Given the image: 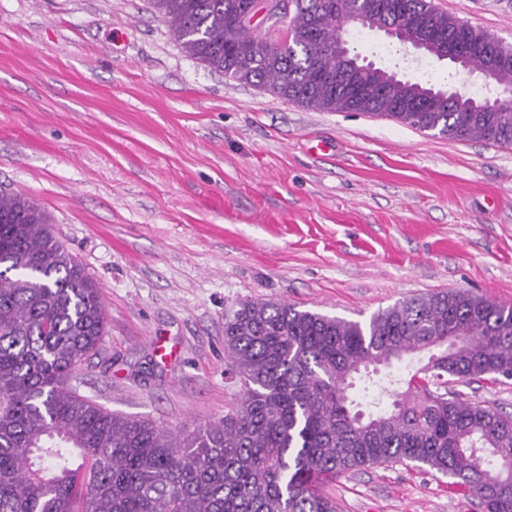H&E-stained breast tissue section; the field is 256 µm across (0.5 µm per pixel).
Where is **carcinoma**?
Wrapping results in <instances>:
<instances>
[{
	"mask_svg": "<svg viewBox=\"0 0 512 512\" xmlns=\"http://www.w3.org/2000/svg\"><path fill=\"white\" fill-rule=\"evenodd\" d=\"M387 5L445 44L483 31L428 0ZM261 0H150L181 47L224 76L326 112L385 116L455 140L512 145V104L471 112L436 91L432 112L387 105L419 86L381 77L362 101L336 89L337 32L357 0H294L285 43L248 30ZM101 291L56 239L46 213L0 195V512H337L317 484L411 462L468 489L482 512H512V414L453 385L512 380V305L466 291L406 299L365 320L247 300L224 312L239 385L217 423L178 433L112 412L69 387L100 350ZM427 361L406 378L383 369ZM379 386L389 408L366 416L348 390Z\"/></svg>",
	"mask_w": 512,
	"mask_h": 512,
	"instance_id": "carcinoma-1",
	"label": "carcinoma"
}]
</instances>
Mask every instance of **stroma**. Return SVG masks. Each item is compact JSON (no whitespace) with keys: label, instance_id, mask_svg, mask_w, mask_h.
Wrapping results in <instances>:
<instances>
[{"label":"stroma","instance_id":"obj_1","mask_svg":"<svg viewBox=\"0 0 512 512\" xmlns=\"http://www.w3.org/2000/svg\"><path fill=\"white\" fill-rule=\"evenodd\" d=\"M512 45V0H434ZM351 53L397 64L350 25ZM400 76L473 94L434 59ZM0 191L39 205L101 289L106 334L73 385L193 430L223 419L224 312L288 302L355 320L467 291L512 304V146L322 112L210 70L149 0H0ZM338 512H481L429 469L323 484Z\"/></svg>","mask_w":512,"mask_h":512}]
</instances>
